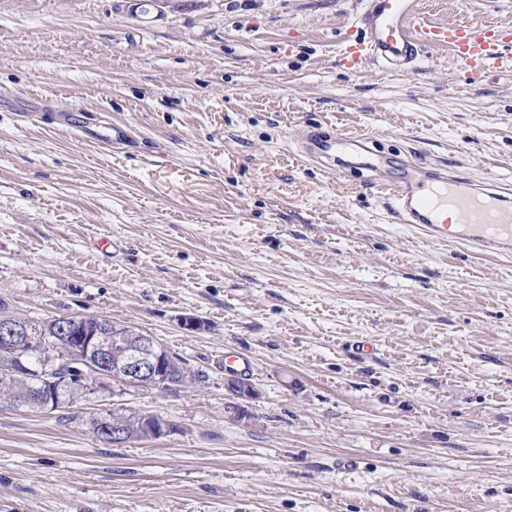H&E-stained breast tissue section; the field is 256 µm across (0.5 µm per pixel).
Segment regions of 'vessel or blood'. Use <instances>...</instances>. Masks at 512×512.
I'll return each mask as SVG.
<instances>
[{
  "label": "vessel or blood",
  "mask_w": 512,
  "mask_h": 512,
  "mask_svg": "<svg viewBox=\"0 0 512 512\" xmlns=\"http://www.w3.org/2000/svg\"><path fill=\"white\" fill-rule=\"evenodd\" d=\"M435 46L450 48L473 72L490 64L512 70L511 27L430 24L420 17V0H372L358 17L355 36L342 46L341 57L351 68L370 59L400 73L413 68L422 53ZM302 139L305 153L323 157L353 141L369 143L364 134L347 132L329 138L306 132ZM370 187L393 199L400 222L419 231L426 241L453 239L476 253L512 259L511 186L493 184L481 191L470 181L412 162L397 184L374 181Z\"/></svg>",
  "instance_id": "obj_1"
}]
</instances>
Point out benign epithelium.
Returning a JSON list of instances; mask_svg holds the SVG:
<instances>
[{
    "mask_svg": "<svg viewBox=\"0 0 512 512\" xmlns=\"http://www.w3.org/2000/svg\"><path fill=\"white\" fill-rule=\"evenodd\" d=\"M69 317L62 316L54 324L50 340L31 330L23 320L12 317L0 320V353L14 359L22 348L39 353V365L31 369L47 390L66 386L77 401L88 395L109 390L145 388L172 391L194 380V377L172 378L176 361L154 337L136 333L131 327L115 324L105 333L96 328L87 336H71ZM229 395L240 400L233 407L237 416H244L242 403L256 397L249 383H239L235 375L224 378ZM86 423L100 439H113L122 446L145 434L164 437L177 430L175 424L151 413L139 411L130 420L112 409L88 415Z\"/></svg>",
    "mask_w": 512,
    "mask_h": 512,
    "instance_id": "1",
    "label": "benign epithelium"
}]
</instances>
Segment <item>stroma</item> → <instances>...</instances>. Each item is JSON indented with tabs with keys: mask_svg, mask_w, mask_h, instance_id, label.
<instances>
[{
	"mask_svg": "<svg viewBox=\"0 0 512 512\" xmlns=\"http://www.w3.org/2000/svg\"><path fill=\"white\" fill-rule=\"evenodd\" d=\"M136 2L0 0V302L133 326L207 379L0 407V512H512V261L427 242L359 158L301 149L358 131L390 183L405 159L512 180V73L447 48L349 70L364 0ZM423 3L512 25V0ZM116 403L177 430L103 444L84 419ZM302 139L305 153L310 156L319 155L327 158H330L332 153H336V147L353 141L360 143L364 149H369L368 144L373 143V140L365 137V134L347 132L340 133L336 137L319 138L317 134L306 131V133H302Z\"/></svg>",
	"mask_w": 512,
	"mask_h": 512,
	"instance_id": "35a3bbf8",
	"label": "stroma"
}]
</instances>
